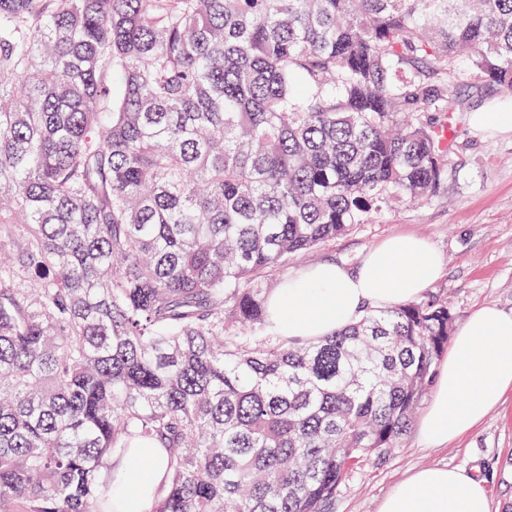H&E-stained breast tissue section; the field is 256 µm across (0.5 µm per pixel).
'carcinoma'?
I'll use <instances>...</instances> for the list:
<instances>
[{"mask_svg": "<svg viewBox=\"0 0 512 512\" xmlns=\"http://www.w3.org/2000/svg\"><path fill=\"white\" fill-rule=\"evenodd\" d=\"M512 109V0H0V512H326L448 350L434 296L317 342L266 280L447 190ZM161 458L155 448H138L120 462L115 491L129 502L130 512H148L152 507V492L162 476Z\"/></svg>", "mask_w": 512, "mask_h": 512, "instance_id": "cac0c4a2", "label": "carcinoma"}]
</instances>
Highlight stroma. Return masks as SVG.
<instances>
[{"mask_svg":"<svg viewBox=\"0 0 512 512\" xmlns=\"http://www.w3.org/2000/svg\"><path fill=\"white\" fill-rule=\"evenodd\" d=\"M460 152L448 166V189L427 203L383 212L372 223L295 258L268 279L270 288L300 269L321 262L356 267L385 238L412 234L439 252L443 268L430 287L447 301L453 326L491 304L512 314V134L478 136L460 123ZM446 465L483 480L492 512H512V395L470 434L432 448L410 427L399 448L354 469L329 512H378L385 495L414 471Z\"/></svg>","mask_w":512,"mask_h":512,"instance_id":"1","label":"stroma"}]
</instances>
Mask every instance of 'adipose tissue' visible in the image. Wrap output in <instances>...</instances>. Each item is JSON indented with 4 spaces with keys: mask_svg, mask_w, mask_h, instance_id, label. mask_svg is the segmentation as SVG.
<instances>
[{
    "mask_svg": "<svg viewBox=\"0 0 512 512\" xmlns=\"http://www.w3.org/2000/svg\"><path fill=\"white\" fill-rule=\"evenodd\" d=\"M442 260L424 239L395 235L371 250L357 269L312 265L288 277L267 309L277 335L316 340L355 324L366 308L413 302L439 277ZM512 392V315L496 306L473 311L457 330L421 422L432 447L471 432ZM162 476L153 448L127 454L117 469L115 491L131 512H149ZM379 512H491L481 480L441 465L415 472L383 499Z\"/></svg>",
    "mask_w": 512,
    "mask_h": 512,
    "instance_id": "adipose-tissue-1",
    "label": "adipose tissue"
}]
</instances>
